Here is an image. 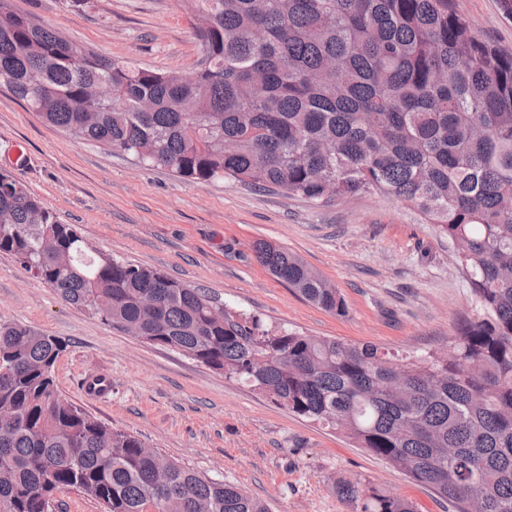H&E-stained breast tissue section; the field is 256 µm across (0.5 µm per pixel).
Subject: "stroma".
<instances>
[{"mask_svg":"<svg viewBox=\"0 0 512 512\" xmlns=\"http://www.w3.org/2000/svg\"><path fill=\"white\" fill-rule=\"evenodd\" d=\"M65 37L158 71H196L204 55L180 0H13ZM475 31L512 52L501 0H454ZM9 170L96 250L206 289L217 304L311 336L423 354L445 348L472 309L453 247L406 203L366 195L316 205L231 180L196 183L46 127L0 88V169ZM268 240L295 253L342 294L326 312L261 266ZM0 318L61 340L56 383L114 429L215 479L234 481L269 512H347L331 487L362 476L418 512H455L423 484L236 381L144 343L63 302L0 253ZM112 378L106 398L86 376Z\"/></svg>","mask_w":512,"mask_h":512,"instance_id":"stroma-1","label":"stroma"}]
</instances>
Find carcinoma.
Segmentation results:
<instances>
[{"label": "carcinoma", "mask_w": 512, "mask_h": 512, "mask_svg": "<svg viewBox=\"0 0 512 512\" xmlns=\"http://www.w3.org/2000/svg\"><path fill=\"white\" fill-rule=\"evenodd\" d=\"M182 2L205 49L192 78L113 59L0 0V87L68 137L182 179L414 206L454 245L476 304L448 353L400 354L220 307L203 288L91 249L6 170L0 253L65 303L336 431L456 512H512V53L453 0ZM254 251L308 302L345 312L339 290L288 249ZM64 351L0 319V512H48L69 490L103 512H268L66 397ZM332 488L349 512H415L359 477Z\"/></svg>", "instance_id": "carcinoma-1"}]
</instances>
